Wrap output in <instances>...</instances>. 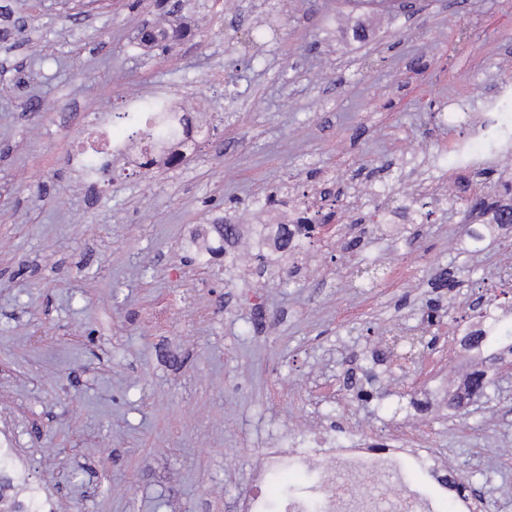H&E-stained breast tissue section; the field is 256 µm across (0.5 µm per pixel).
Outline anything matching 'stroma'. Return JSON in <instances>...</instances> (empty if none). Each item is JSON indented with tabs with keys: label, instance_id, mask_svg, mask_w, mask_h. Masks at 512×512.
Instances as JSON below:
<instances>
[{
	"label": "stroma",
	"instance_id": "35a3bbf8",
	"mask_svg": "<svg viewBox=\"0 0 512 512\" xmlns=\"http://www.w3.org/2000/svg\"><path fill=\"white\" fill-rule=\"evenodd\" d=\"M415 2L162 17L155 0H0L26 21L0 40V442L46 512H241L254 486L280 498L259 455L316 431L431 449L486 512H512V365L454 332L412 379L375 359L431 298L465 330L472 296L494 297L512 326V226L464 203L500 201V159L447 167L470 128L441 118L512 85V0ZM159 20L181 44L136 47ZM154 97L208 104L209 141L172 170L102 154L86 173L89 144L128 138L113 113ZM269 195L340 219L283 262L255 216ZM422 195L430 215L396 217ZM233 216L225 256L200 263L192 243ZM474 368L500 389L456 413L438 390Z\"/></svg>",
	"mask_w": 512,
	"mask_h": 512
}]
</instances>
